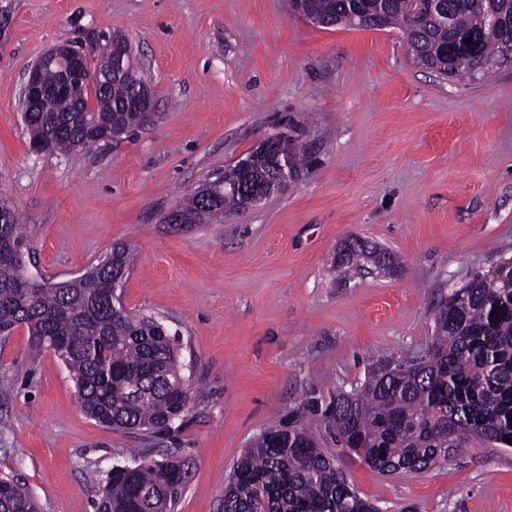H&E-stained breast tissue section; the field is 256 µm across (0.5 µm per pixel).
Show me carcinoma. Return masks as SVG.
<instances>
[{
  "label": "carcinoma",
  "instance_id": "carcinoma-1",
  "mask_svg": "<svg viewBox=\"0 0 512 512\" xmlns=\"http://www.w3.org/2000/svg\"><path fill=\"white\" fill-rule=\"evenodd\" d=\"M319 25L397 28L418 66L456 81H480L512 48V0H307ZM472 43H466L467 39ZM114 72L94 89L91 112L80 99L58 96L47 112L23 119L30 146L48 153L91 150L148 124L153 113L133 105L142 85ZM250 166L234 164L199 186L209 201L187 193L178 208L182 225L221 224L248 208L247 193L264 187L277 152L250 151ZM32 251L13 205L0 197V335L27 327L31 350L50 349L63 362L85 413L103 425L161 432L182 419L191 401L176 338L156 317L116 301L112 274H130L137 252L112 246L100 263L60 283L33 282L17 268L19 252ZM400 266L388 251L359 238L346 239L337 267ZM496 315H491V312ZM427 361L407 359L403 370L372 368L360 388L324 401L309 396L302 409L320 417L336 444L372 470L392 475L428 470L465 449L462 436L501 448L512 445V258L475 273L436 309ZM188 480L185 461L172 452L163 461L142 459L115 469L95 512H174ZM0 512H39L31 493L0 477ZM224 512H379L350 485L331 454L294 420L264 432L244 450L224 487Z\"/></svg>",
  "mask_w": 512,
  "mask_h": 512
}]
</instances>
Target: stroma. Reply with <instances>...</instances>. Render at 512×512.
I'll return each mask as SVG.
<instances>
[{
	"label": "stroma",
	"mask_w": 512,
	"mask_h": 512,
	"mask_svg": "<svg viewBox=\"0 0 512 512\" xmlns=\"http://www.w3.org/2000/svg\"><path fill=\"white\" fill-rule=\"evenodd\" d=\"M0 196L22 215L43 278L71 279L113 244L138 260L128 309L179 340L192 388L161 434L89 419L55 354L26 328L0 338V475L41 512H95L98 487L170 452L189 474L175 512H224L245 448L313 394L426 351L451 289L512 257V67L453 82L414 64L399 30L322 28L283 0H0ZM124 34L153 89L152 122L76 157L35 153L18 106L48 48ZM282 134L307 160L287 189L221 224L161 216L212 170ZM393 250L394 274L349 278L339 244ZM303 426L382 512H512V448L471 443L435 467L385 475Z\"/></svg>",
	"instance_id": "35a3bbf8"
}]
</instances>
